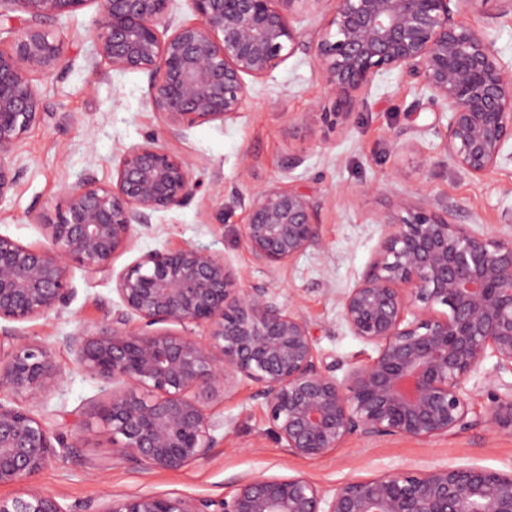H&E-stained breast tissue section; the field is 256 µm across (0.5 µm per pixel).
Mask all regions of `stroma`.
I'll list each match as a JSON object with an SVG mask.
<instances>
[{
    "mask_svg": "<svg viewBox=\"0 0 512 512\" xmlns=\"http://www.w3.org/2000/svg\"><path fill=\"white\" fill-rule=\"evenodd\" d=\"M96 6L49 23L63 36L66 62L39 80L47 117L26 134L11 157L21 172L11 199L0 204V233L28 246L45 242L41 225L54 216L68 187L85 177L111 184L121 155L155 139L192 165L205 193L223 203V213L192 198L154 213L139 228L132 250L117 255L122 271L145 252L186 245L224 257L239 283L265 287L309 322L322 366L366 359L372 349L351 335L339 296L353 288L374 261L387 211L400 195L435 209L480 232H500L499 217L512 211V144L491 174L477 178L455 166L443 148L446 126L427 108L412 82L396 70L377 75L359 94L349 119L325 121L335 98L325 87L313 55L299 51L270 76L250 84L242 112L170 135L154 112L149 77L93 67L91 18ZM470 20L512 60V14L499 0H481ZM304 189L317 205L322 242L269 273L247 250L241 229L252 195L282 179ZM66 306L18 328L45 345L65 368L49 395L29 400L68 444L36 478L55 495L63 512H100L114 494H168L221 497L244 476L301 475L325 488L399 470L434 466H479L512 470V436L487 423L491 397L473 377L472 428L440 439L408 436L354 437L317 459L293 455L275 438L256 385L237 380L210 402L216 444L210 454L179 471L150 468L114 454L112 437L97 418L111 389L81 371L68 344L79 327L112 318L120 299L111 278L74 266Z\"/></svg>",
    "mask_w": 512,
    "mask_h": 512,
    "instance_id": "stroma-1",
    "label": "stroma"
}]
</instances>
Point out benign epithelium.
Returning a JSON list of instances; mask_svg holds the SVG:
<instances>
[{
    "instance_id": "7a95c632",
    "label": "benign epithelium",
    "mask_w": 512,
    "mask_h": 512,
    "mask_svg": "<svg viewBox=\"0 0 512 512\" xmlns=\"http://www.w3.org/2000/svg\"><path fill=\"white\" fill-rule=\"evenodd\" d=\"M173 0H0L18 24L0 37V204L20 172L11 155L45 119L34 84L64 63L50 21L99 4L92 20L98 61L148 74L151 104L169 133L241 112L245 77L261 80L300 48L311 52L346 119L380 73L398 70L448 113V159L484 177L512 141V61H503L466 17L475 0H334L309 40L293 7L323 0H189L196 19L177 23ZM201 185L185 159L151 141L127 149L110 185L70 186L46 244L0 234V321L57 312L69 266L115 277L112 320L69 338L76 364L112 385L100 412L120 456L180 470L215 444L207 412L219 390L258 386L278 438L318 458L357 434L431 439L473 426L470 378L489 358L512 373V237L479 233L402 195L375 217L385 226L365 277L340 298L348 330L374 355L342 378L319 365L307 320L268 288L241 287L224 258L195 247L152 250L113 273L134 247L136 226L194 197ZM242 237L267 272L320 244L311 197L286 182L255 192ZM167 323L172 334L153 329ZM203 329L199 334L195 328ZM64 375L44 345L0 327V512H63L34 478L66 443L22 401L53 391ZM488 422L512 435V385L499 384ZM101 512H512V472L479 467L396 471L323 488L304 476L244 477L230 497L114 495Z\"/></svg>"
}]
</instances>
